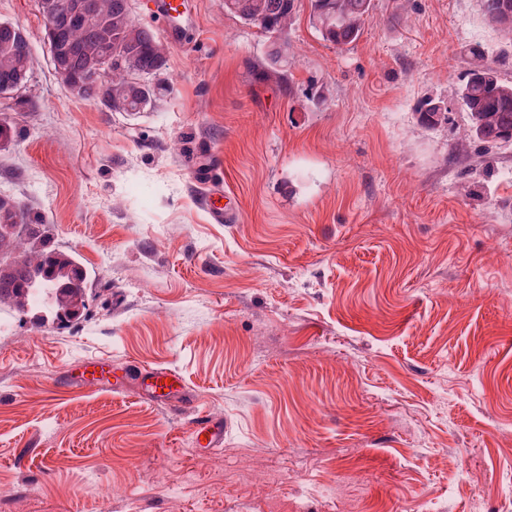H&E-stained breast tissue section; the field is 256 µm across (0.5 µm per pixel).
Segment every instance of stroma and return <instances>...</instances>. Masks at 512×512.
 <instances>
[{
	"instance_id": "stroma-1",
	"label": "stroma",
	"mask_w": 512,
	"mask_h": 512,
	"mask_svg": "<svg viewBox=\"0 0 512 512\" xmlns=\"http://www.w3.org/2000/svg\"><path fill=\"white\" fill-rule=\"evenodd\" d=\"M186 2L174 40L131 0L170 90L123 112L62 83L38 0H0L32 48L0 194L87 273L68 321L0 307V512H512V143L458 151L469 50L511 82L512 29L373 0L339 47L298 0L266 77L258 28ZM99 357L121 389L82 378ZM141 374L151 381L155 393L158 395V397H156V401L158 402L166 401V396L169 395L172 390H176L179 383L177 376L165 368H151ZM168 380H171V383H168Z\"/></svg>"
}]
</instances>
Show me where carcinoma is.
<instances>
[{
  "mask_svg": "<svg viewBox=\"0 0 512 512\" xmlns=\"http://www.w3.org/2000/svg\"><path fill=\"white\" fill-rule=\"evenodd\" d=\"M297 0H224V11L252 24L272 40L273 48L264 62V72L274 71L288 52L290 29ZM90 15L112 22V46L120 49L124 61L112 64V73L100 84L88 77L89 56L100 43V31L93 26L66 29L59 33V47L67 49L65 64L82 84L81 96L99 99L112 109L131 112L141 101L152 100L167 91L161 79L166 65L165 48L154 33L131 16L130 0H84ZM315 27L323 38L336 45L358 40L364 16L372 0H311ZM482 11L491 21L512 27V0H481ZM31 46L18 29L0 26V79L26 78L30 70ZM466 97L467 137L480 145L512 142V82H505L487 62L485 53L472 52V63L461 86ZM423 123L436 126L448 120V107L430 99L420 111ZM28 232L25 236H0V255L13 257L0 262V304L9 303L20 313H36L43 321L50 316L63 321L79 315L85 308V292L70 283L82 277L77 258L52 249L44 220H34L24 212ZM40 274L54 286L51 303H37L30 291L29 277Z\"/></svg>",
  "mask_w": 512,
  "mask_h": 512,
  "instance_id": "1",
  "label": "carcinoma"
}]
</instances>
